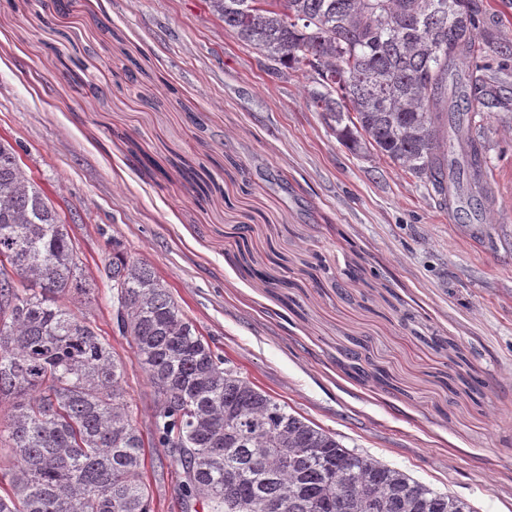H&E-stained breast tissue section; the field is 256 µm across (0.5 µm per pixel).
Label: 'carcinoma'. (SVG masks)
Masks as SVG:
<instances>
[{"label": "carcinoma", "mask_w": 512, "mask_h": 512, "mask_svg": "<svg viewBox=\"0 0 512 512\" xmlns=\"http://www.w3.org/2000/svg\"><path fill=\"white\" fill-rule=\"evenodd\" d=\"M224 30L315 84L311 106L356 154L374 153L447 200L453 180L440 151L437 111L448 88L469 112L503 105L478 62L498 43L512 0H209ZM490 20L481 38L479 21ZM468 194L492 196L487 161L466 143ZM19 271L14 306L0 316V512H153L147 449L181 467L178 497L206 494L204 512H328L326 475L358 487L342 512H474L336 435L246 376L224 377L229 360L211 349L148 264L105 265L124 279L129 324L122 335L167 404L150 436L133 424L126 369L104 336L70 307L82 281L78 249L46 192L0 137V256ZM249 412L238 410L242 401ZM287 434L268 442L279 425ZM288 449V464L281 463Z\"/></svg>", "instance_id": "cac0c4a2"}]
</instances>
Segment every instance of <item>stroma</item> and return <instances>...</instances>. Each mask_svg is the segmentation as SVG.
<instances>
[{
    "instance_id": "35a3bbf8",
    "label": "stroma",
    "mask_w": 512,
    "mask_h": 512,
    "mask_svg": "<svg viewBox=\"0 0 512 512\" xmlns=\"http://www.w3.org/2000/svg\"><path fill=\"white\" fill-rule=\"evenodd\" d=\"M512 101V26L484 60ZM496 199L442 212L424 180L340 144L308 91L208 0H0V136L64 217L112 331L113 245L151 266L216 353L271 395L475 512H512V111L475 116ZM502 414L487 419L488 406ZM155 512H180L153 451Z\"/></svg>"
}]
</instances>
